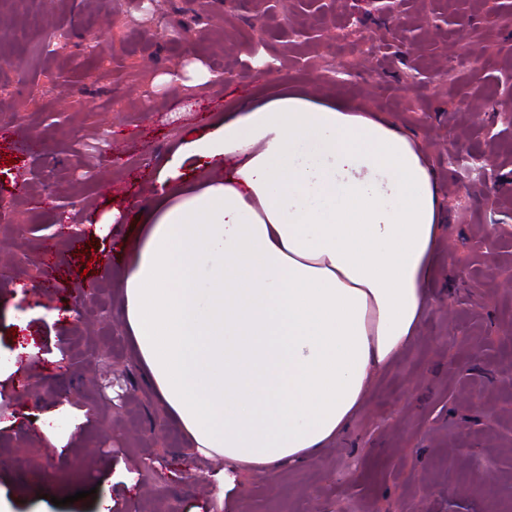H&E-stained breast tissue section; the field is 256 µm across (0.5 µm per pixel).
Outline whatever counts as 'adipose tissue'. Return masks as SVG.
<instances>
[{
  "instance_id": "obj_1",
  "label": "adipose tissue",
  "mask_w": 512,
  "mask_h": 512,
  "mask_svg": "<svg viewBox=\"0 0 512 512\" xmlns=\"http://www.w3.org/2000/svg\"><path fill=\"white\" fill-rule=\"evenodd\" d=\"M158 183L119 286L159 397L229 461L314 460L417 333L432 171L394 125L285 95L179 147Z\"/></svg>"
}]
</instances>
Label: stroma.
<instances>
[{
  "label": "stroma",
  "mask_w": 512,
  "mask_h": 512,
  "mask_svg": "<svg viewBox=\"0 0 512 512\" xmlns=\"http://www.w3.org/2000/svg\"><path fill=\"white\" fill-rule=\"evenodd\" d=\"M334 2L212 0L217 25L168 43L139 0H0V238L28 230L0 276L9 512H512V131L489 139L472 116L493 117L512 76V0ZM41 13L59 34L51 55L22 27ZM104 18L97 53L83 54L89 20ZM202 69L223 84L195 87ZM285 92L397 126L436 175L443 222L419 333L375 374L350 428L311 463L257 471L193 447L139 361L118 283L121 245L175 150ZM32 137L36 155L21 148ZM448 150L500 169L481 177ZM38 166L47 178L32 191ZM114 208L125 219L99 236ZM34 412L52 436L32 433Z\"/></svg>",
  "instance_id": "stroma-1"
}]
</instances>
